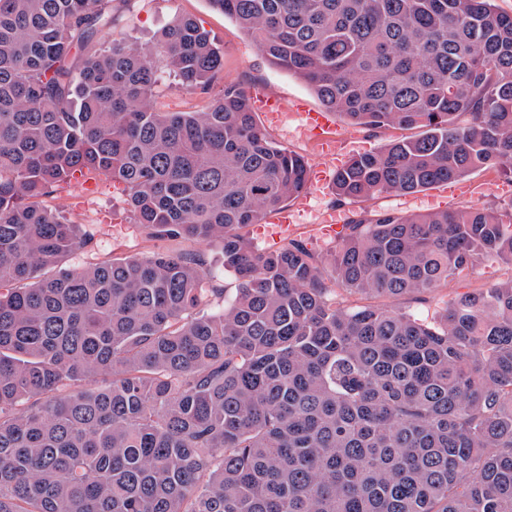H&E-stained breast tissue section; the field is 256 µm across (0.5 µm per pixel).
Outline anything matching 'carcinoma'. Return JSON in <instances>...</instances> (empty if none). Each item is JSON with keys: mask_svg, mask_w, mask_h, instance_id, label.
Returning <instances> with one entry per match:
<instances>
[{"mask_svg": "<svg viewBox=\"0 0 512 512\" xmlns=\"http://www.w3.org/2000/svg\"><path fill=\"white\" fill-rule=\"evenodd\" d=\"M112 0H0V512H512V280L433 323L394 306L485 258L512 210L349 221L336 306L299 242L242 229L306 189L305 160L226 84L159 112L161 73L204 95L224 51L193 20L93 43ZM356 125L420 128L336 172V204L496 167L512 181V15L494 0H209ZM472 116L457 122L460 113ZM125 185L154 236L199 255L67 267L93 234L45 204Z\"/></svg>", "mask_w": 512, "mask_h": 512, "instance_id": "obj_1", "label": "carcinoma"}]
</instances>
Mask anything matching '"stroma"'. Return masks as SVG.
I'll list each match as a JSON object with an SVG mask.
<instances>
[{
	"mask_svg": "<svg viewBox=\"0 0 512 512\" xmlns=\"http://www.w3.org/2000/svg\"><path fill=\"white\" fill-rule=\"evenodd\" d=\"M195 20L224 48V80L215 83L207 97L187 92L177 80L164 77L158 84L154 103L159 110L174 112L197 109L206 102L215 101L223 93L224 83H235L251 89L260 87L291 107L304 103L309 109L322 110L320 99L297 77L271 65L254 40L237 27L234 20L216 9L209 0H112V23L98 32L97 46L136 39L149 41L152 36L174 17ZM259 124L265 125L272 140L282 148L302 155L309 170L324 166L328 179L322 186H307L297 199L288 201L284 209L294 216L295 223L288 236L301 242L316 260L322 261L334 246V239L324 237L319 225L313 224L314 212L338 207L342 221L364 215L388 212L398 216L414 213L456 210L465 207H507L512 205V181L497 169L487 168L471 172L460 178V191H449L439 184L413 195L380 194L362 201L336 206L334 185L331 181L337 169L352 156L375 153L392 140L405 137V129L381 127L375 129L351 125L339 113H332L338 150L329 161H320L317 147L302 140L295 119H284L279 124L268 123L264 113H257ZM127 192L122 183L100 180L88 190L71 189L55 194L53 206L75 223L83 225L94 235L87 251L70 257V264L87 260L101 261L112 258L144 257L158 249L168 247L201 255L215 267V285H223L224 272L220 270L219 244L182 240L176 243L151 237L136 224L125 203ZM512 279V265L497 261L477 262L471 272L456 278L425 297L405 296L397 306L406 311L429 318L446 307L457 295Z\"/></svg>",
	"mask_w": 512,
	"mask_h": 512,
	"instance_id": "1",
	"label": "stroma"
}]
</instances>
